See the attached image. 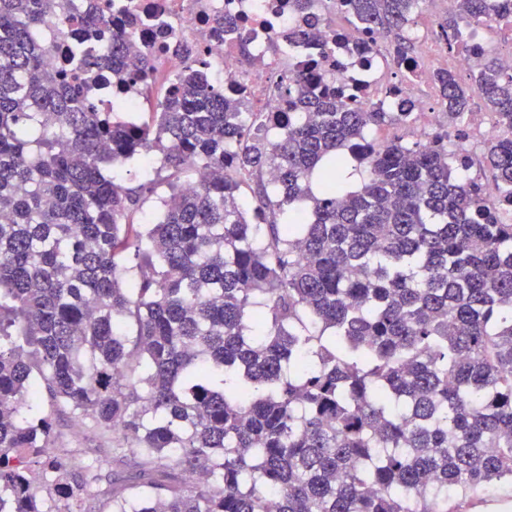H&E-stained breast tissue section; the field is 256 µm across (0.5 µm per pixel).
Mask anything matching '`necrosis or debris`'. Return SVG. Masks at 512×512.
<instances>
[{
  "instance_id": "1",
  "label": "necrosis or debris",
  "mask_w": 512,
  "mask_h": 512,
  "mask_svg": "<svg viewBox=\"0 0 512 512\" xmlns=\"http://www.w3.org/2000/svg\"><path fill=\"white\" fill-rule=\"evenodd\" d=\"M72 4L73 13L58 17L43 32L50 46L48 66L59 65L64 40L77 30L80 14L88 8L86 0ZM127 6L141 17L131 54L152 53L159 70L168 73L182 65L175 44L188 41L204 53L211 68L223 73L225 95H245L255 109H262L272 77L294 76L297 65L307 63L330 86L385 111L398 110L403 101L411 103L410 120L391 125L389 140H396L402 129L423 134L428 146L435 136L444 135L470 159L484 154L487 145L504 134L495 115L488 112L467 113L454 127L445 121L436 73L447 70L472 83L493 51L487 41L451 43L447 33L426 23L424 12H417L409 27L412 60L400 67L385 51L384 33L351 36L344 0H315L305 13L298 10L296 0H112L113 12ZM222 19L247 32V43H240L235 33L216 29V21ZM306 27L312 37L296 39L287 49L276 47L277 35Z\"/></svg>"
}]
</instances>
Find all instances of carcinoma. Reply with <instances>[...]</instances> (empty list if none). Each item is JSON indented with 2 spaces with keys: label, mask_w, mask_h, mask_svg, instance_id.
Segmentation results:
<instances>
[{
  "label": "carcinoma",
  "mask_w": 512,
  "mask_h": 512,
  "mask_svg": "<svg viewBox=\"0 0 512 512\" xmlns=\"http://www.w3.org/2000/svg\"><path fill=\"white\" fill-rule=\"evenodd\" d=\"M346 2L411 57L425 0ZM56 8L0 0V512H468L512 484V224L452 147H372V127L409 113L319 94L305 64L271 89L288 116L249 111L185 42L150 121L119 97L102 112L69 58L45 64ZM459 8L482 20L495 4ZM134 29L128 15L106 53L85 52L87 73L155 71L127 55ZM103 34L90 13L73 48ZM435 83L448 122L476 96L512 129L496 58L471 89ZM133 160L136 188L110 172ZM485 162L512 197V137ZM60 416L120 427L116 445L68 469ZM103 471L109 486L87 489Z\"/></svg>",
  "instance_id": "carcinoma-1"
}]
</instances>
